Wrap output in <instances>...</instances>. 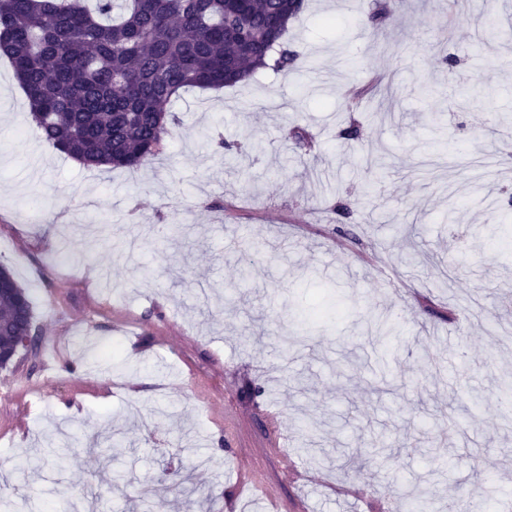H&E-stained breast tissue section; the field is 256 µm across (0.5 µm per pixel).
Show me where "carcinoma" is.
Listing matches in <instances>:
<instances>
[{
  "label": "carcinoma",
  "mask_w": 512,
  "mask_h": 512,
  "mask_svg": "<svg viewBox=\"0 0 512 512\" xmlns=\"http://www.w3.org/2000/svg\"><path fill=\"white\" fill-rule=\"evenodd\" d=\"M305 0H0V54L42 138L88 168L134 169L162 149L182 91L288 70L285 43ZM391 0L368 19L387 25ZM0 349L31 333L28 289L0 266Z\"/></svg>",
  "instance_id": "obj_1"
}]
</instances>
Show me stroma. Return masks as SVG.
Masks as SVG:
<instances>
[{"mask_svg": "<svg viewBox=\"0 0 512 512\" xmlns=\"http://www.w3.org/2000/svg\"><path fill=\"white\" fill-rule=\"evenodd\" d=\"M370 7L307 0L296 70L180 93L164 152L134 170L41 141L0 56V264L35 327L0 370V493L44 512H402L422 491L448 512L477 486L473 512H512L493 409L512 376L495 214L512 165L489 162L512 39L477 37L504 4L398 0L382 37Z\"/></svg>", "mask_w": 512, "mask_h": 512, "instance_id": "obj_1", "label": "stroma"}]
</instances>
